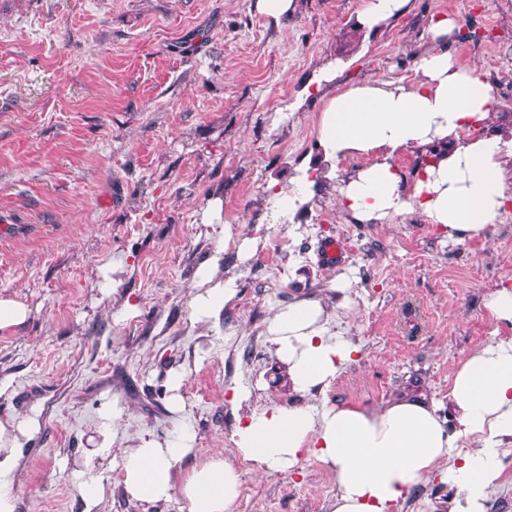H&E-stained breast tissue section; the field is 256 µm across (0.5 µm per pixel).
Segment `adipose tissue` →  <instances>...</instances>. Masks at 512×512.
I'll return each instance as SVG.
<instances>
[{
	"instance_id": "adipose-tissue-1",
	"label": "adipose tissue",
	"mask_w": 512,
	"mask_h": 512,
	"mask_svg": "<svg viewBox=\"0 0 512 512\" xmlns=\"http://www.w3.org/2000/svg\"><path fill=\"white\" fill-rule=\"evenodd\" d=\"M457 30L453 17L431 18L429 31L442 48L419 60L414 84L375 80L329 100L320 118V158L287 183L269 187L265 206L272 223H293L322 183L338 185L342 209L361 222L383 223L418 210L459 243L496 222L508 197L502 164L504 154H512V140L500 134L462 139V132L487 121L495 96L477 70L444 50ZM404 151L425 157L409 181L393 165ZM352 156L370 163L337 183V162ZM235 296L231 278L196 289L192 313L200 320L217 317ZM484 306L493 334L466 356L448 391L456 428L446 426L435 403L417 398L379 410L342 402L320 409L274 404L250 412L237 426L239 454L268 475L294 473L316 457L335 473L333 512H399L414 487L436 472L452 492L449 512H488L502 474L501 453L512 447V288H496ZM267 332L301 396L327 388L361 350L331 330L318 298L279 308ZM466 435L478 436L481 447H460ZM192 443L188 431L166 443L142 439L120 461L126 494L157 503L177 493L188 512H226L241 493L240 474L217 453L177 476ZM20 456L12 425L0 422V512H16Z\"/></svg>"
}]
</instances>
